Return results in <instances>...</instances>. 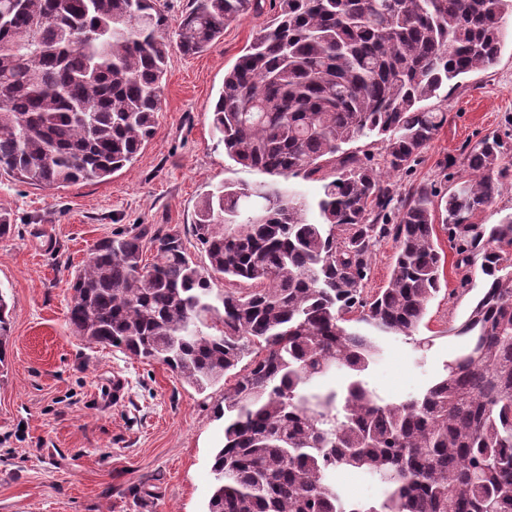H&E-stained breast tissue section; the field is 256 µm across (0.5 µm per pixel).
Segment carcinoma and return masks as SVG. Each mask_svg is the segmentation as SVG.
Wrapping results in <instances>:
<instances>
[{"label": "carcinoma", "mask_w": 512, "mask_h": 512, "mask_svg": "<svg viewBox=\"0 0 512 512\" xmlns=\"http://www.w3.org/2000/svg\"><path fill=\"white\" fill-rule=\"evenodd\" d=\"M232 68L212 131L236 163L272 176L199 200L193 236L144 226L99 240L73 275L68 320L89 345L176 371L204 391L245 358L215 417L206 512H512V214L473 224L512 175L493 135L464 157L476 178L440 202L394 206L382 170L411 166L446 121L422 102L494 64L512 0H272ZM261 0H192L169 31L155 0H0V169L61 188L105 181L151 138L171 43L188 55ZM376 137L383 165L349 145ZM316 217L282 180L325 167ZM486 276L453 335L464 347L426 389L388 402L362 374L376 336L414 339L440 289L436 218ZM398 244L385 288L363 296L376 246ZM157 260H143L146 245ZM222 277L246 292H214ZM336 371L343 391L315 384ZM377 484L349 499L336 475Z\"/></svg>", "instance_id": "cac0c4a2"}]
</instances>
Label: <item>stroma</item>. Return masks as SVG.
Returning a JSON list of instances; mask_svg holds the SVG:
<instances>
[{
	"instance_id": "1",
	"label": "stroma",
	"mask_w": 512,
	"mask_h": 512,
	"mask_svg": "<svg viewBox=\"0 0 512 512\" xmlns=\"http://www.w3.org/2000/svg\"><path fill=\"white\" fill-rule=\"evenodd\" d=\"M271 11L248 12L209 50L171 49L154 132L137 158L105 181L48 188L0 171V211L12 230L0 237V292L10 309L7 365L0 372V512H203L212 456L224 441L214 407L224 385L198 391L166 365L113 348H91L71 332L72 272L95 243L149 224L177 231L196 262L206 256L191 232L204 191L224 183L255 184L264 173L229 159L210 117L224 73ZM427 108L447 120L430 146L400 173L389 174L397 198L421 184L437 195L468 171L443 169L487 135L512 146V45L496 64L440 90ZM444 267L418 336L428 341L417 365L411 341L381 340L383 354L366 376L399 400L441 374L459 345L451 328L479 296V264L458 267L455 247L438 230ZM125 381L115 398L112 383Z\"/></svg>"
}]
</instances>
